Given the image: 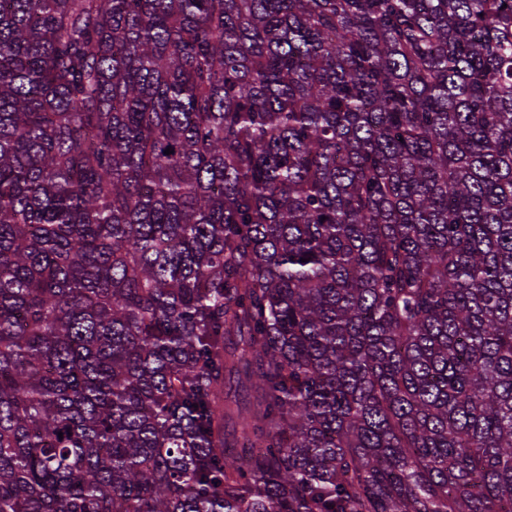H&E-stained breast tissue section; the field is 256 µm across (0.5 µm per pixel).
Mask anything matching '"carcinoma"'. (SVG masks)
<instances>
[{"mask_svg":"<svg viewBox=\"0 0 512 512\" xmlns=\"http://www.w3.org/2000/svg\"><path fill=\"white\" fill-rule=\"evenodd\" d=\"M0 512H512V0H0Z\"/></svg>","mask_w":512,"mask_h":512,"instance_id":"obj_1","label":"carcinoma"}]
</instances>
